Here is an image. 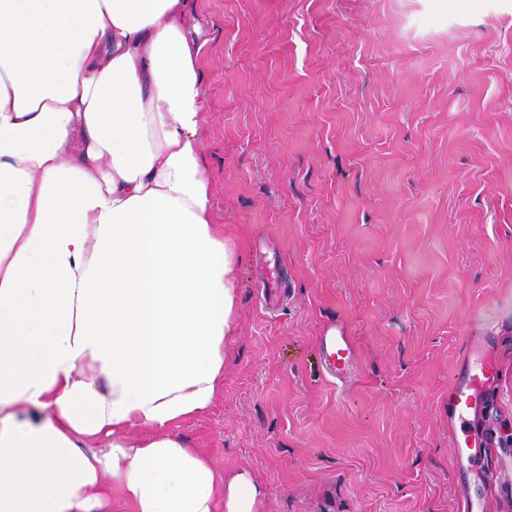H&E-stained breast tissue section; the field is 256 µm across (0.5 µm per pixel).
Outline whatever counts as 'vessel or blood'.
Wrapping results in <instances>:
<instances>
[{
	"instance_id": "b4317fda",
	"label": "vessel or blood",
	"mask_w": 512,
	"mask_h": 512,
	"mask_svg": "<svg viewBox=\"0 0 512 512\" xmlns=\"http://www.w3.org/2000/svg\"><path fill=\"white\" fill-rule=\"evenodd\" d=\"M322 350L329 373L339 379L345 378L354 357L352 341L346 331L338 326L327 329L323 336ZM494 380L490 357L476 347L470 351L466 362L457 372L448 395V426L455 448L454 466L463 477L458 494L464 512H487L482 489L497 483L496 473L490 469L482 471L480 486H473L464 480L484 453L485 441L473 436L469 426L481 413L484 393Z\"/></svg>"
}]
</instances>
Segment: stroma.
<instances>
[{
  "mask_svg": "<svg viewBox=\"0 0 512 512\" xmlns=\"http://www.w3.org/2000/svg\"><path fill=\"white\" fill-rule=\"evenodd\" d=\"M186 26L239 300L224 386L174 433L248 471L258 512H462L448 390L480 335L474 427L512 486V0H190ZM260 249L288 278L274 311ZM322 350L329 373L337 379L345 378L354 357L352 341L346 331L338 326L327 329Z\"/></svg>",
  "mask_w": 512,
  "mask_h": 512,
  "instance_id": "obj_1",
  "label": "stroma"
}]
</instances>
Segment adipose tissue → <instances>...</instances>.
Here are the masks:
<instances>
[{
	"instance_id": "adipose-tissue-1",
	"label": "adipose tissue",
	"mask_w": 512,
	"mask_h": 512,
	"mask_svg": "<svg viewBox=\"0 0 512 512\" xmlns=\"http://www.w3.org/2000/svg\"><path fill=\"white\" fill-rule=\"evenodd\" d=\"M186 6L0 0V512H111V482L136 512H257L170 432L212 403L238 302Z\"/></svg>"
}]
</instances>
